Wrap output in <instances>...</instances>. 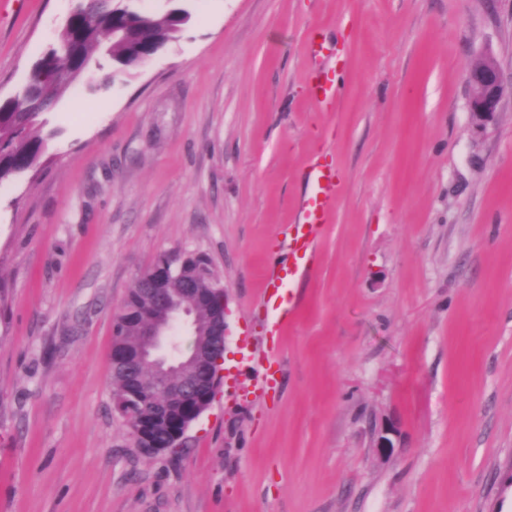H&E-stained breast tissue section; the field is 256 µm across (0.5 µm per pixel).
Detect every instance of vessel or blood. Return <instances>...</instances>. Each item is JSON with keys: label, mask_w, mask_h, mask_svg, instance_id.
<instances>
[{"label": "vessel or blood", "mask_w": 512, "mask_h": 512, "mask_svg": "<svg viewBox=\"0 0 512 512\" xmlns=\"http://www.w3.org/2000/svg\"><path fill=\"white\" fill-rule=\"evenodd\" d=\"M339 91L335 79L324 72L308 87L310 99L317 104L336 98ZM310 177L313 189L299 201L296 220L285 234L286 251L267 273L263 301L272 311L270 333L274 336L280 335L288 316L298 307L296 294L285 288L284 283L290 276L311 271L318 230L326 221L331 192L336 185L335 171L322 165L313 166Z\"/></svg>", "instance_id": "b4317fda"}]
</instances>
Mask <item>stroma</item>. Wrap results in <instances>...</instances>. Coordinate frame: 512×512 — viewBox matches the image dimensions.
Masks as SVG:
<instances>
[{
    "mask_svg": "<svg viewBox=\"0 0 512 512\" xmlns=\"http://www.w3.org/2000/svg\"><path fill=\"white\" fill-rule=\"evenodd\" d=\"M77 3L0 9L1 99ZM136 5L191 18L106 89L72 85L43 165L0 183V512H512V0ZM482 54L506 93L479 127ZM326 163L303 305L272 340L267 264ZM175 251L224 285V371L147 456L113 408L112 316ZM339 91L336 80L329 77L325 71L320 72L308 86L309 97L316 104H323L336 98Z\"/></svg>",
    "mask_w": 512,
    "mask_h": 512,
    "instance_id": "stroma-1",
    "label": "stroma"
}]
</instances>
